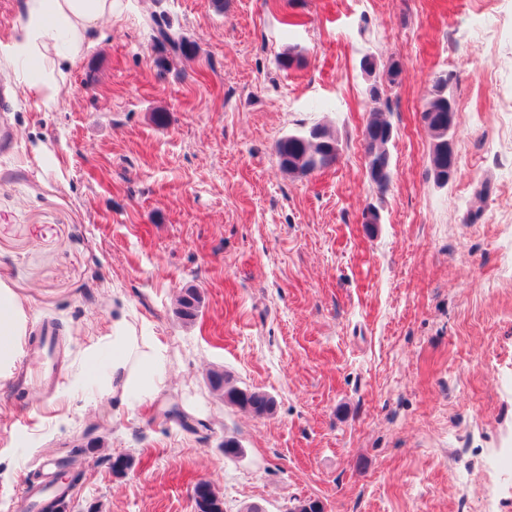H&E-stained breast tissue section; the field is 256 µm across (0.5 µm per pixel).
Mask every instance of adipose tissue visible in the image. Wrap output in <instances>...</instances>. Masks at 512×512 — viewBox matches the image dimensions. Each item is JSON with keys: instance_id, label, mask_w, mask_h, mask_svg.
Returning a JSON list of instances; mask_svg holds the SVG:
<instances>
[{"instance_id": "1", "label": "adipose tissue", "mask_w": 512, "mask_h": 512, "mask_svg": "<svg viewBox=\"0 0 512 512\" xmlns=\"http://www.w3.org/2000/svg\"><path fill=\"white\" fill-rule=\"evenodd\" d=\"M115 0H22L17 18L16 56L47 60L48 68L27 84L45 110H53L58 80L67 63L89 47L102 22L111 18ZM24 303L7 279L0 277V380L10 379L27 336ZM112 353L100 387L119 393L130 405L154 398L165 383L166 349L147 329L136 328L126 317L113 320L101 346L84 352L86 372L98 370L100 348Z\"/></svg>"}]
</instances>
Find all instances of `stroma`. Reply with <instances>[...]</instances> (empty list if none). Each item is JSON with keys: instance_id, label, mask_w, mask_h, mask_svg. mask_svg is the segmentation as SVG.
<instances>
[{"instance_id": "stroma-1", "label": "stroma", "mask_w": 512, "mask_h": 512, "mask_svg": "<svg viewBox=\"0 0 512 512\" xmlns=\"http://www.w3.org/2000/svg\"><path fill=\"white\" fill-rule=\"evenodd\" d=\"M20 8L0 0V276L29 339L56 324L62 371L49 392L0 382V512H26L49 459L84 470L69 512H195L200 481L224 512H480L490 463L512 512V0H116L52 111L13 55ZM154 14L194 46L163 68ZM367 54L403 69L380 100L383 190ZM443 72L458 167L440 187L421 111ZM315 123L337 162L281 171L277 142ZM117 312L167 349L162 392L135 407L78 379ZM214 370L274 412L224 402ZM374 90V87H372L368 92L370 102L373 106L369 110V118L367 120L363 135L365 141L366 156L368 160V172L371 180L375 183L372 174L373 163L375 161V157L379 154H388L390 157L388 145L393 138V127L391 123L386 119V112L375 106L379 97L374 96ZM390 129L392 130V135L390 138H388L387 132ZM391 173L392 170L390 157V167L388 170L389 182H387L382 187H380L381 184H375L382 190L386 189L391 181ZM201 297L197 288H185L177 298V313L185 321H193L197 317Z\"/></svg>"}]
</instances>
